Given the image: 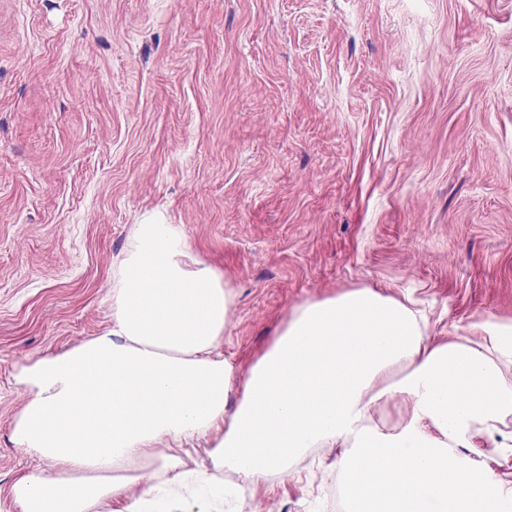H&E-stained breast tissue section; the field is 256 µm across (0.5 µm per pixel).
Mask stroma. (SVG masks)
I'll return each instance as SVG.
<instances>
[{"label":"stroma","instance_id":"stroma-1","mask_svg":"<svg viewBox=\"0 0 512 512\" xmlns=\"http://www.w3.org/2000/svg\"><path fill=\"white\" fill-rule=\"evenodd\" d=\"M148 219L233 288L242 369L353 288L512 322V0H0V512L41 464L14 365L104 330ZM344 501L305 463L237 512Z\"/></svg>","mask_w":512,"mask_h":512}]
</instances>
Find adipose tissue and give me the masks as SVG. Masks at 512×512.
<instances>
[{
	"instance_id": "ef3b65f1",
	"label": "adipose tissue",
	"mask_w": 512,
	"mask_h": 512,
	"mask_svg": "<svg viewBox=\"0 0 512 512\" xmlns=\"http://www.w3.org/2000/svg\"><path fill=\"white\" fill-rule=\"evenodd\" d=\"M108 298L101 334L14 369L12 440L53 464L13 483L16 512H155L183 487L181 512H223L201 490L285 480L335 447L346 512H512V483L481 460L486 442L512 457L511 323L433 342L410 302L356 288L296 305L242 376L221 350L232 288L153 220L133 226ZM379 407L398 421L376 423ZM199 440L209 461L185 468Z\"/></svg>"
}]
</instances>
